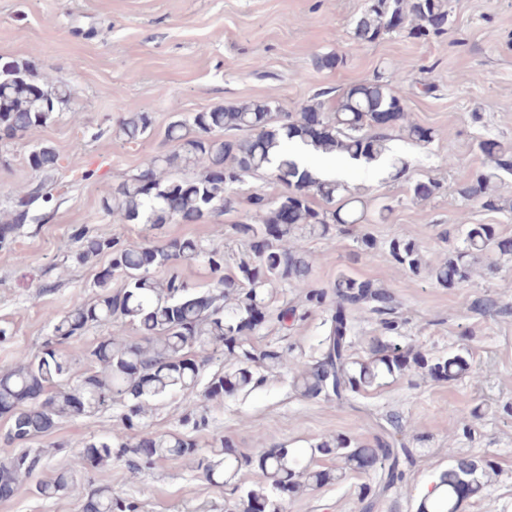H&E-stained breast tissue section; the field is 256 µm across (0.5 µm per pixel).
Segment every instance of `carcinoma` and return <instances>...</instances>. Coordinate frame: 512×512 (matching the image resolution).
I'll return each instance as SVG.
<instances>
[{
  "instance_id": "cac0c4a2",
  "label": "carcinoma",
  "mask_w": 512,
  "mask_h": 512,
  "mask_svg": "<svg viewBox=\"0 0 512 512\" xmlns=\"http://www.w3.org/2000/svg\"><path fill=\"white\" fill-rule=\"evenodd\" d=\"M450 11L448 0H370L355 23V36L375 41L394 32L390 17L412 18L409 34L426 39L445 31ZM322 91L297 112L276 113L266 102H246L196 112L188 119L172 121L165 140L174 150L157 155L117 186L101 190L104 215L123 223L142 224L147 231L173 222L208 223L235 208L232 190L242 178L255 172H270L281 186L277 193L257 192L249 197L257 221H242L232 230L244 249L234 272H224V250L208 248L195 238L132 246L119 236H99L89 225L71 229L77 245L72 259L77 263L106 254L108 268L124 280L112 291V276L97 275V297L75 306L63 315L50 316L51 335L34 354H22L12 369L0 372V415L11 425L4 440L18 445L0 460V499L14 496L28 478L46 466V451L23 444L50 431L62 418L106 408L119 399L127 402L121 428L87 443L76 456V464L106 468L112 459L125 458L136 466L159 459L192 457L211 483L233 486L234 512H286L287 497H295L339 479L346 469L369 467L380 471L385 492L403 479L410 450L401 439L378 438L369 446L341 436L305 449L279 446L245 459L222 438L197 455L196 443L177 434L131 435L144 424L150 403L174 394L193 392L206 361L190 357L191 350L213 349L233 361V367L214 374L204 398L220 401L227 395L251 390L261 370L288 369L293 386L304 397L324 396L338 403L351 392L366 391L387 376L421 370L432 378L455 381L469 373L470 353L461 349L448 357L431 358L413 352L397 339L399 321L395 297L384 287L359 281L347 274L336 278L331 288L308 283L312 258L300 247L308 237L328 238L349 232L366 221L362 187L336 179H321L301 165L288 150L300 144L311 154L336 155L350 164L374 167L389 157L386 130L399 126L407 137L421 141L423 127L407 118L401 100L389 89V81L377 76L344 93L333 112L324 111ZM73 88L63 76L39 79L25 62H0V139L22 138L47 126L68 109ZM152 118L137 107L129 109L116 130L118 136L135 142L151 130ZM240 131L251 135L241 139ZM486 157L484 168L458 186L457 193L487 211H512V196L501 191L512 175V141L489 138L480 141ZM192 170L191 175L184 170ZM36 181L14 198L10 210L0 213V247L9 245L12 229L24 223L35 207L48 206L64 191L59 176L58 154L47 145L37 148ZM320 196L327 207L311 206L309 198ZM275 236L257 253L252 241L264 229ZM466 247L452 250L448 259L430 267L423 261L413 238L395 237L388 243L393 267L418 275L428 271L437 283L453 287L467 281L483 257L512 255V240L499 236L494 224L466 225ZM202 259L211 283L198 290L179 274V263ZM163 269L158 280L153 272ZM277 287L299 290V302L271 309ZM365 307L376 315L384 335L376 338L370 358L357 361L350 354L352 326L349 312ZM324 308L325 334L313 363L288 355V350L256 349L249 336L262 330L247 320L264 311L267 321L281 328L304 319L309 310ZM136 326L142 343H129L119 336L99 341L87 356L86 373L93 386L70 383L71 365L60 347L85 335L92 325L112 322ZM334 455L343 466L336 470L311 466L317 456ZM257 463L264 483L256 488L237 484L242 466ZM487 464L470 456L456 457L441 471L418 512H464L468 501L479 497L485 486ZM74 483V470L59 471L36 486L47 499L63 496ZM84 503L95 512H135L136 506L112 495V487L89 489Z\"/></svg>"
}]
</instances>
